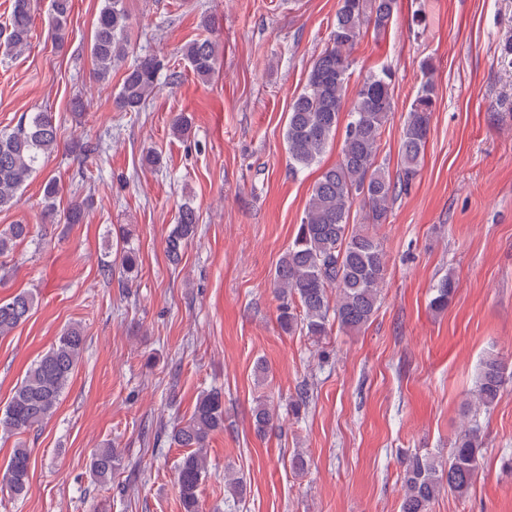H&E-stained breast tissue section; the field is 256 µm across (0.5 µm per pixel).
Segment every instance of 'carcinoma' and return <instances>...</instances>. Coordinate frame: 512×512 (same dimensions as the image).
Segmentation results:
<instances>
[{
    "instance_id": "cac0c4a2",
    "label": "carcinoma",
    "mask_w": 512,
    "mask_h": 512,
    "mask_svg": "<svg viewBox=\"0 0 512 512\" xmlns=\"http://www.w3.org/2000/svg\"><path fill=\"white\" fill-rule=\"evenodd\" d=\"M397 0H339L327 46L312 60L302 90L288 112L285 140L289 169L297 173L317 164L336 136L343 109L348 122L339 161L323 169L314 183L304 216L288 249L279 258L274 290L279 300L278 322L285 332H300L318 341L328 335L330 320L343 329L358 332L374 316L387 273V255L367 225L385 223L393 202L416 179L423 163L435 110L434 67L421 63L423 80L411 102L399 149L401 177L394 181L378 163L383 127L394 110L393 75L387 68L367 73L353 96H348L352 50L366 35L382 38L396 12ZM35 0H13L7 51L20 54L29 46ZM71 0H50L49 36L58 48L68 39ZM127 14L123 0H103L90 43L94 77L108 80L112 68L128 58ZM217 41L194 39L181 55L201 80L216 72ZM163 64L156 57H137L127 66L114 106L119 112L143 110L157 88ZM59 148L57 126L50 112H32L15 127L0 132V210L16 206L22 186L36 175ZM359 203L364 223L349 224L350 211ZM199 214L191 202L182 203L176 224L166 241L171 264L182 261L184 248L194 238ZM30 225L10 224L0 230V255L30 237ZM122 275L131 281L138 275V256L131 247L120 257ZM455 294L448 274L434 289L430 307L442 311ZM35 296L22 292L0 300V337L11 333L30 316ZM86 338L78 325L68 327L56 342L27 369L0 412V432L7 435L34 430L57 410L66 386L82 359ZM505 383V366L490 353L483 360L473 399L480 407L493 406ZM257 432L274 420L268 404L256 402L252 410ZM224 428V394L218 389L202 392L190 417L177 422L171 440L190 452L176 470V486L182 512H200L199 492L206 476V446L210 435ZM483 438L477 425L458 432L448 458L414 453L404 462L400 512H428L442 487L460 498L484 468ZM121 464L112 446L96 448L90 471L105 483ZM31 450L14 448L0 471V490L20 496L27 492Z\"/></svg>"
}]
</instances>
